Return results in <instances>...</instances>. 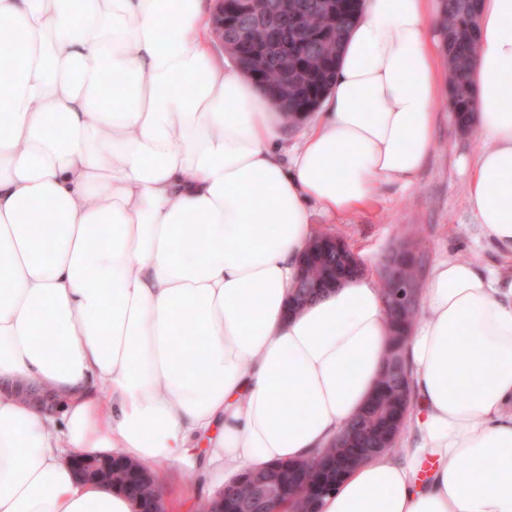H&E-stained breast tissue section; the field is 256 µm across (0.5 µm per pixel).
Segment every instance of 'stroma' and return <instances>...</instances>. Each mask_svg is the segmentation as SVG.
Masks as SVG:
<instances>
[{
    "mask_svg": "<svg viewBox=\"0 0 512 512\" xmlns=\"http://www.w3.org/2000/svg\"><path fill=\"white\" fill-rule=\"evenodd\" d=\"M436 112L434 149L413 185H387L369 207L335 223L315 216L316 229L343 236L373 270L403 230L421 226L430 260L474 262L511 282L512 258L483 235L467 203L477 134L457 129L447 96H440Z\"/></svg>",
    "mask_w": 512,
    "mask_h": 512,
    "instance_id": "35a3bbf8",
    "label": "stroma"
}]
</instances>
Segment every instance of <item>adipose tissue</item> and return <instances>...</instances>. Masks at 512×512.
Returning a JSON list of instances; mask_svg holds the SVG:
<instances>
[{
  "mask_svg": "<svg viewBox=\"0 0 512 512\" xmlns=\"http://www.w3.org/2000/svg\"><path fill=\"white\" fill-rule=\"evenodd\" d=\"M436 10L365 0L292 146L212 54L205 0H0V512H137L75 454L196 469L213 500L335 443L382 370L385 300L363 275L290 312L299 258L313 213L429 158ZM472 83L467 202L512 253V0H481ZM405 352L404 448L318 512H512V285L438 260Z\"/></svg>",
  "mask_w": 512,
  "mask_h": 512,
  "instance_id": "ef3b65f1",
  "label": "adipose tissue"
}]
</instances>
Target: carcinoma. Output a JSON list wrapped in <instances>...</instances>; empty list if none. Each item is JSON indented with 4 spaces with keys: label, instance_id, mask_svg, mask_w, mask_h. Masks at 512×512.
I'll list each match as a JSON object with an SVG mask.
<instances>
[{
    "label": "carcinoma",
    "instance_id": "obj_1",
    "mask_svg": "<svg viewBox=\"0 0 512 512\" xmlns=\"http://www.w3.org/2000/svg\"><path fill=\"white\" fill-rule=\"evenodd\" d=\"M283 13L288 15V58L258 60L252 45L228 34L226 44L230 53L245 64L248 73L274 98L282 93L283 83H288V111L284 115L289 123L297 121V114L311 113L325 99L336 72L339 51L354 21L364 5V0H277ZM478 0H441V9L435 19L436 30L444 42L448 63V94L455 125L462 131L472 128L475 100L471 83V70L475 54V31ZM416 250L401 270V279L422 282L426 257L413 235L406 233L399 246ZM392 257L387 254L378 271V285L386 302L389 330L388 348L384 367L376 388L363 408L350 420L336 444L313 457L301 460L300 486L305 491L314 490L321 472L319 463L333 458L348 448H368L376 444L380 450L368 455L373 458L396 450L398 437L406 425L412 398L411 369L405 356L410 328L421 315L423 291L415 300L396 306L391 293L394 285L386 273ZM339 271L352 278L365 274V270L345 263V254L338 249L327 252L318 262L306 263L305 275L295 296L304 301L315 300L325 293L321 283ZM140 464L112 458V488L128 493L138 500L144 512H150L156 498V487L163 475L150 473L142 479L137 468ZM276 488L273 498L267 500L271 507L288 504L291 512L304 509L306 496L288 497V474L269 476ZM267 496L261 492L257 498L243 503L233 498L224 502L222 512H252L259 507V500Z\"/></svg>",
    "mask_w": 512,
    "mask_h": 512
}]
</instances>
